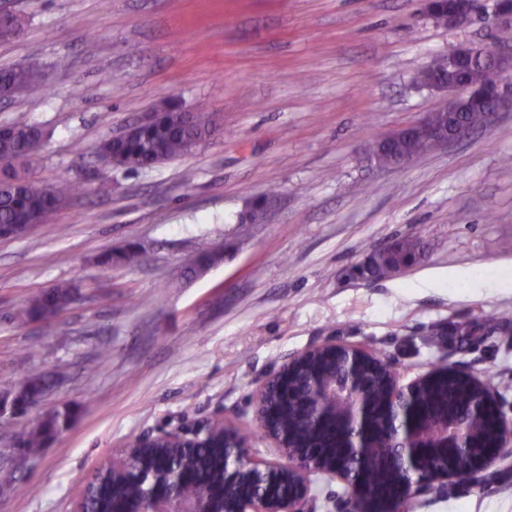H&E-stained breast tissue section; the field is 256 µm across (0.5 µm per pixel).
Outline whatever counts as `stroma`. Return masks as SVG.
<instances>
[{"label":"stroma","mask_w":512,"mask_h":512,"mask_svg":"<svg viewBox=\"0 0 512 512\" xmlns=\"http://www.w3.org/2000/svg\"><path fill=\"white\" fill-rule=\"evenodd\" d=\"M20 14L0 67L43 76L0 125L45 139L26 166L80 195L27 236L0 239V396L49 381L36 407L0 421V473L27 488L0 512H75L80 485L139 437L221 419L255 459L281 454L254 396L290 357L327 342L367 347L401 382L437 367L491 378L512 417V112L383 171L380 137L436 110L416 85L462 44L512 51L506 19L450 27L422 0H0ZM214 113L216 139L136 172L98 144L171 103ZM109 193H99L100 185ZM267 196L264 218L243 222ZM406 235L420 261L367 280L355 269ZM139 244L142 261L98 257ZM224 259L194 273L200 254ZM499 286L488 290L487 278ZM60 282L77 300L24 326L11 316ZM109 350L100 363V350ZM70 411L39 453L16 432ZM348 488L316 476L308 512H349ZM411 512H512V462L434 482Z\"/></svg>","instance_id":"1"}]
</instances>
